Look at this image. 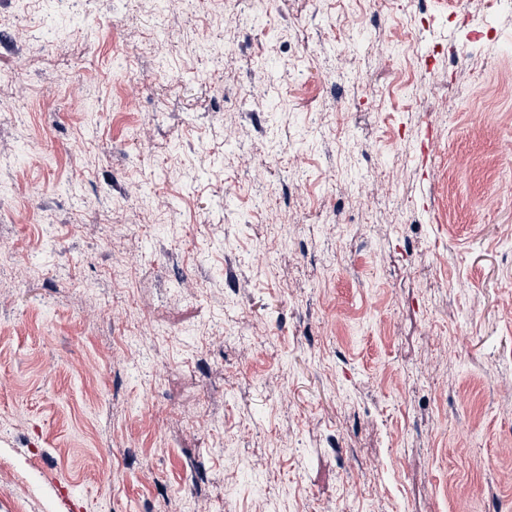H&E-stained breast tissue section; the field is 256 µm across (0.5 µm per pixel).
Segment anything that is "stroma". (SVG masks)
Returning <instances> with one entry per match:
<instances>
[{"label":"stroma","mask_w":512,"mask_h":512,"mask_svg":"<svg viewBox=\"0 0 512 512\" xmlns=\"http://www.w3.org/2000/svg\"><path fill=\"white\" fill-rule=\"evenodd\" d=\"M155 8L0 27V512H512V6Z\"/></svg>","instance_id":"1"}]
</instances>
